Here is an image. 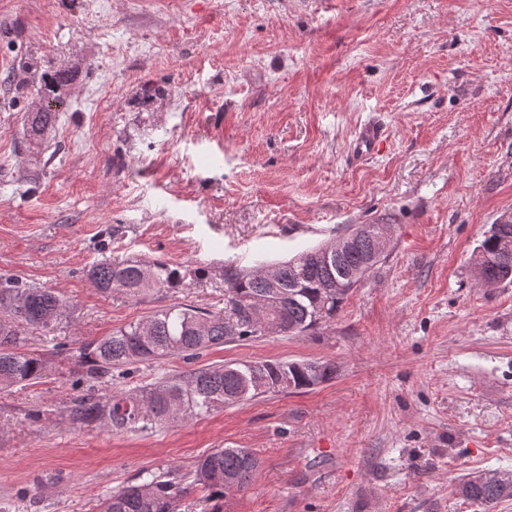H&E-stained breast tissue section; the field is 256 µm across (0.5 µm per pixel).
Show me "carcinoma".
Returning a JSON list of instances; mask_svg holds the SVG:
<instances>
[{
	"label": "carcinoma",
	"mask_w": 512,
	"mask_h": 512,
	"mask_svg": "<svg viewBox=\"0 0 512 512\" xmlns=\"http://www.w3.org/2000/svg\"><path fill=\"white\" fill-rule=\"evenodd\" d=\"M38 70L25 61L14 74V90L26 101L25 137L40 144L55 129L57 110L52 100L63 103L59 91L72 80L71 68ZM365 234L343 252L325 256L319 247L286 262L252 270L224 266V287L232 303L231 313H210L187 304H173L152 315L112 331V335L84 347L86 381H94L112 369L179 356L196 359L212 347L261 338L262 325L281 336H305L332 322L355 283L357 270H371L379 260L371 252L378 224L364 225ZM482 259L475 268L486 284L512 281V217L491 225L480 245ZM90 279L103 292L123 291L140 297L154 291L181 288L187 279L202 280L203 267L184 268L162 262L128 258L101 261L90 266ZM346 291L336 294V283ZM65 306L59 295L30 288L14 279L0 278V391L26 386L41 378L44 360L20 351L25 332L54 328ZM335 366L318 361H244L201 368L180 377L145 387L137 394L117 392L109 397L93 387L80 395L73 414L82 422L103 421L115 431L145 432L162 424L184 421L271 392L310 388L330 381ZM258 468L256 456L246 448H216L184 475L173 471H145L139 482L113 492L97 505V512H177L179 501L200 487L214 503L211 512H223L224 496L249 485ZM459 496L492 512L501 501L512 499V474L470 473L457 486Z\"/></svg>",
	"instance_id": "cac0c4a2"
}]
</instances>
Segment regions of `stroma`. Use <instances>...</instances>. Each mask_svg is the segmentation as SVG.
Returning a JSON list of instances; mask_svg holds the SVG:
<instances>
[{
	"label": "stroma",
	"mask_w": 512,
	"mask_h": 512,
	"mask_svg": "<svg viewBox=\"0 0 512 512\" xmlns=\"http://www.w3.org/2000/svg\"><path fill=\"white\" fill-rule=\"evenodd\" d=\"M76 66L37 151L6 77ZM388 138L353 154L358 127ZM512 216V0H0V276L62 295L24 337L41 379L0 393V512H94L215 448L259 466L224 512H482L456 492L512 473V282L473 275ZM355 224L384 258L335 321L113 370L101 396L239 361L332 380L148 432L82 425V349L174 303L223 311L224 264L289 259ZM208 276L142 298L96 261Z\"/></svg>",
	"instance_id": "obj_1"
}]
</instances>
